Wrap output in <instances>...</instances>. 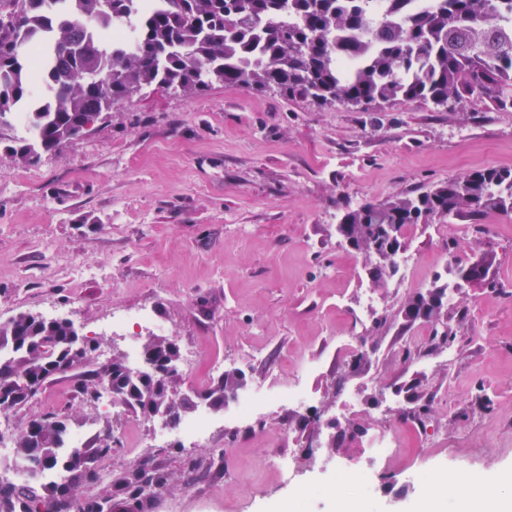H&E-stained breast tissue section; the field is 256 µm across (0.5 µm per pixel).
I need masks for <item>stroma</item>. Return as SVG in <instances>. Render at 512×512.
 Here are the masks:
<instances>
[{
  "instance_id": "obj_1",
  "label": "stroma",
  "mask_w": 512,
  "mask_h": 512,
  "mask_svg": "<svg viewBox=\"0 0 512 512\" xmlns=\"http://www.w3.org/2000/svg\"><path fill=\"white\" fill-rule=\"evenodd\" d=\"M512 169V110L474 99L459 112L398 102L377 112L319 105L280 92L215 85L185 97L152 87L82 137L14 165L0 144V322L20 312L55 310L80 334L125 351L150 329H107L113 313L145 309L176 341L178 393L217 380L212 357L240 369L246 392L283 390L302 369L310 409L271 405L264 430L248 434L233 402L213 412L215 430L187 447L158 422L133 413L100 414L69 375L53 378L12 413L16 422L69 417L112 442L103 472L164 467L154 512H278L289 491L266 464L288 458L304 477H321L308 450L329 465L362 454L361 437L334 444L341 419L337 384L356 398L357 423L400 424L402 410L427 403L426 424L448 433L447 447L405 433L406 446L372 469L374 512H416L420 474L512 475V216L465 215L419 224L404 239L418 253V290L435 276L456 287L448 309L455 358L420 371L437 349L424 323L403 327L408 291L396 280L374 287L365 260L344 247L336 226L350 209L424 191L473 169ZM457 263L439 256L450 242ZM490 259L496 288L457 287L459 266ZM375 296L380 327L358 345L368 355L350 373L340 339L352 311ZM260 348L255 361L248 353ZM417 383V398L405 388Z\"/></svg>"
}]
</instances>
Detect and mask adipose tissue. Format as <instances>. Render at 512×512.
I'll list each match as a JSON object with an SVG mask.
<instances>
[{"label":"adipose tissue","mask_w":512,"mask_h":512,"mask_svg":"<svg viewBox=\"0 0 512 512\" xmlns=\"http://www.w3.org/2000/svg\"><path fill=\"white\" fill-rule=\"evenodd\" d=\"M463 484L468 485L469 490L460 498L461 512H512L511 485L498 479L487 486L479 478L460 476L448 477L446 485L428 491L419 512H441L445 492Z\"/></svg>","instance_id":"1"}]
</instances>
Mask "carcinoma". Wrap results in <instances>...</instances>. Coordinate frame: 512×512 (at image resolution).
<instances>
[{
    "mask_svg": "<svg viewBox=\"0 0 512 512\" xmlns=\"http://www.w3.org/2000/svg\"><path fill=\"white\" fill-rule=\"evenodd\" d=\"M0 0V117L23 112L27 135H14L10 154L26 163L84 134L119 101L153 85L185 96L220 84L255 91L275 89L321 104L369 111L371 106L420 100L453 112L471 97L512 108V0H433L413 11L409 0ZM118 21L129 25L132 44L112 41ZM47 85L49 94L34 93ZM512 214V170L483 168L410 196L366 203L344 214L356 250L381 259L374 284L396 272L390 240L404 230L451 216ZM67 319L21 312L0 324V407L31 400L57 371L72 372L77 391L128 411L174 416V423L202 399L214 408L243 386L239 370L224 372L196 395L175 392L177 378L132 370L122 354L106 369L98 344L80 346ZM142 359L178 368L179 350L166 337L146 340ZM67 418L29 422L13 437L16 460L32 473L50 467L60 480L0 481V512H153L149 488L168 485L159 467H134L109 488L83 500L75 483L96 484L97 462L112 452L106 441L60 449Z\"/></svg>",
    "mask_w": 512,
    "mask_h": 512,
    "instance_id": "obj_1",
    "label": "carcinoma"
}]
</instances>
